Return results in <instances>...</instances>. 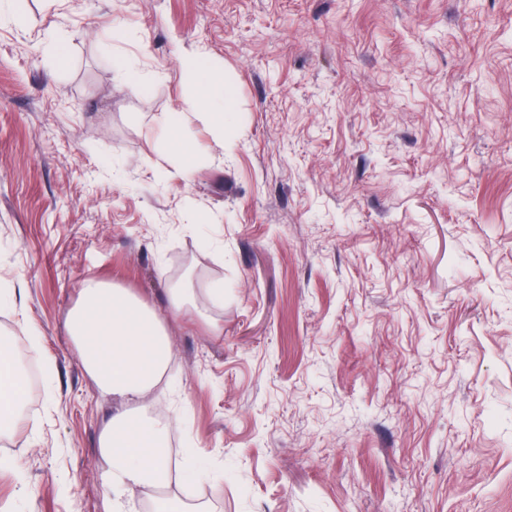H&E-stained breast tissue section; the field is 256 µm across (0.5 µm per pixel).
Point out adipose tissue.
I'll return each mask as SVG.
<instances>
[{
    "mask_svg": "<svg viewBox=\"0 0 512 512\" xmlns=\"http://www.w3.org/2000/svg\"><path fill=\"white\" fill-rule=\"evenodd\" d=\"M191 76L192 106L215 129L234 122L233 89L212 78L203 53L183 59ZM69 333L97 388L120 407L98 438L107 461L102 476L110 512H126L135 491L156 492L171 480L167 464V426L145 414L147 398L170 362L163 321L129 291L104 283H88L67 316ZM26 399L12 356H0V420L12 421Z\"/></svg>",
    "mask_w": 512,
    "mask_h": 512,
    "instance_id": "adipose-tissue-1",
    "label": "adipose tissue"
}]
</instances>
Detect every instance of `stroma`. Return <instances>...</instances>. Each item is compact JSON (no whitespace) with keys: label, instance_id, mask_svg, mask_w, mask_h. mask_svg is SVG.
<instances>
[{"label":"stroma","instance_id":"obj_1","mask_svg":"<svg viewBox=\"0 0 512 512\" xmlns=\"http://www.w3.org/2000/svg\"><path fill=\"white\" fill-rule=\"evenodd\" d=\"M22 4L0 325L42 380L0 433V512H108L118 404L66 327L91 281L163 320L147 412L207 467L131 512H512V0ZM197 51L234 86L221 131L190 111ZM184 113H170L162 120V130L173 148L186 159L193 156V148L181 136Z\"/></svg>","mask_w":512,"mask_h":512}]
</instances>
